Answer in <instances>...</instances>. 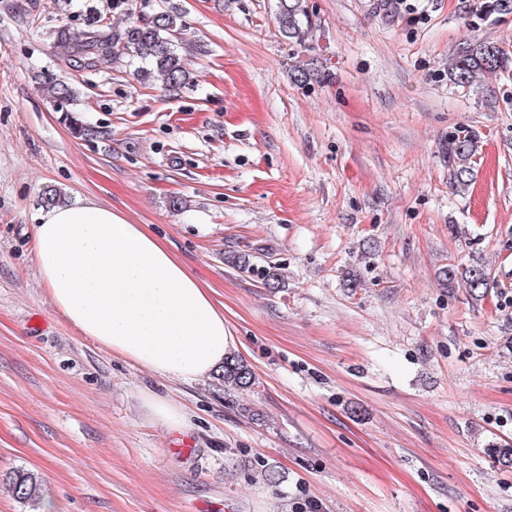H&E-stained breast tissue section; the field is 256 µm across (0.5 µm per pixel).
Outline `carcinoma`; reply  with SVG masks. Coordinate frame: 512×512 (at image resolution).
<instances>
[{"mask_svg": "<svg viewBox=\"0 0 512 512\" xmlns=\"http://www.w3.org/2000/svg\"><path fill=\"white\" fill-rule=\"evenodd\" d=\"M277 23L282 35L299 45L307 42L312 23L304 0H277ZM185 23L174 11L159 10L137 18L127 17L106 30L87 32L77 45L75 56L80 64L95 67L98 63L126 56L137 64L136 73L143 81L151 79L169 92H178L195 82L191 59L181 53ZM495 74L512 79V51L494 42L481 39L459 44L448 57V80L458 86L477 87L485 76ZM325 73L306 63L294 68L293 78L299 83L319 82ZM35 81L56 111L63 113L75 137L88 142L106 143L111 131L87 123L76 108L78 91L62 75L41 72ZM448 180L458 191L470 188L476 178L477 160L482 152L481 135L463 130L448 141ZM62 189L48 186L43 189L40 204L51 208L65 203ZM448 284L462 281L471 295L477 297L488 288V276L483 266L472 262L450 266L445 271ZM224 386L249 390L255 384L253 372L241 358L229 352L224 357L222 373ZM8 489L23 502H34L43 496V483L37 474L19 469L8 478Z\"/></svg>", "mask_w": 512, "mask_h": 512, "instance_id": "cac0c4a2", "label": "carcinoma"}]
</instances>
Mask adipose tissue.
Segmentation results:
<instances>
[{
	"instance_id": "1",
	"label": "adipose tissue",
	"mask_w": 512,
	"mask_h": 512,
	"mask_svg": "<svg viewBox=\"0 0 512 512\" xmlns=\"http://www.w3.org/2000/svg\"><path fill=\"white\" fill-rule=\"evenodd\" d=\"M32 252L51 304L81 336L169 379L223 364L230 338L211 288L144 225L78 200L42 214Z\"/></svg>"
}]
</instances>
